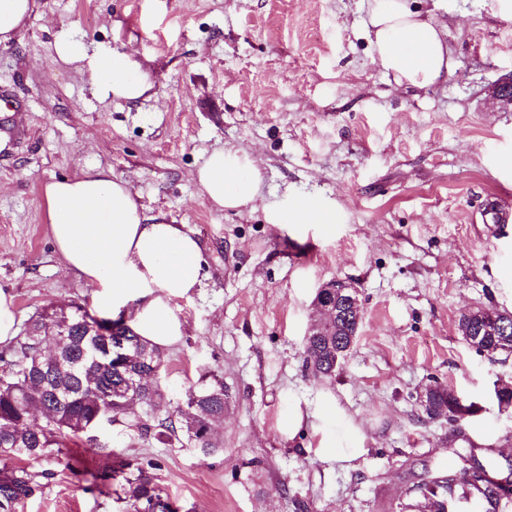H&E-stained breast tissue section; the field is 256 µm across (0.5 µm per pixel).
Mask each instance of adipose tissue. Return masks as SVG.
Listing matches in <instances>:
<instances>
[{"instance_id": "1", "label": "adipose tissue", "mask_w": 512, "mask_h": 512, "mask_svg": "<svg viewBox=\"0 0 512 512\" xmlns=\"http://www.w3.org/2000/svg\"><path fill=\"white\" fill-rule=\"evenodd\" d=\"M366 28L378 65L397 84L428 87L451 72L444 26L413 10L409 0H372ZM55 49L64 63H87L99 97L136 100L152 88L130 53H88L65 31ZM194 179L219 209L236 210L261 195L260 171L246 155L213 151ZM43 196L55 247L67 269L91 287L95 307L124 313L133 331L159 351L178 343L187 323L176 302L190 297L203 277L193 233L182 224L150 222L129 183L106 167L50 182Z\"/></svg>"}]
</instances>
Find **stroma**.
<instances>
[{
    "mask_svg": "<svg viewBox=\"0 0 512 512\" xmlns=\"http://www.w3.org/2000/svg\"><path fill=\"white\" fill-rule=\"evenodd\" d=\"M415 6L453 50L448 78L422 89L375 62L368 0H38L20 39L0 46V92L19 103L4 123L24 131L0 141V287L19 323L52 303L90 306L53 244L43 187L111 167L204 256L200 288L177 302L188 329L163 358L160 416L207 372L231 403L212 454L97 429L67 449L87 472L49 462L19 512H125L120 481L89 474L110 452L154 464L182 512H420L415 485L460 468L447 420L419 404L437 381L481 405L465 427L473 443L512 455V411L493 395L512 382V356L478 354L457 330L463 310L504 309L512 290V220L482 219L492 205L512 211V104L493 94L512 73V19L494 0ZM64 29L132 54L149 95H94L86 70L55 53ZM218 149L255 160L266 202L332 206L335 224L216 209L193 174ZM336 278L357 288L363 320L320 382L305 339L318 288ZM297 408L309 417L292 430ZM349 421L364 454L348 470L319 460L320 440L343 441Z\"/></svg>",
    "mask_w": 512,
    "mask_h": 512,
    "instance_id": "obj_1",
    "label": "stroma"
}]
</instances>
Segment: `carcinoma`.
<instances>
[{
	"label": "carcinoma",
	"mask_w": 512,
	"mask_h": 512,
	"mask_svg": "<svg viewBox=\"0 0 512 512\" xmlns=\"http://www.w3.org/2000/svg\"><path fill=\"white\" fill-rule=\"evenodd\" d=\"M95 324L97 316L82 306L50 305L0 355V512H17L42 487L39 478L50 476L46 470L38 474L6 462L56 460L70 441L104 419L165 444L175 440L204 450L217 447L212 430L224 422V382L215 376L201 378L186 391L187 411L180 423L169 415L151 424L144 415L165 401L158 383L162 354L122 318L112 321L106 336L96 334ZM457 330L479 353L512 355V312L463 313ZM354 332L355 319L345 310L312 331L304 357L311 377L335 375L337 343ZM121 387L129 390L128 395L114 394L107 400L108 390ZM422 410L428 419L444 417L457 428L477 416L481 407L436 382L427 388ZM475 448L472 444L467 454L459 455V472L437 475L417 486L424 502L442 504L461 495L475 500L480 512H500L512 502V459L500 462L479 456ZM93 477L103 485L122 478L130 512H178L150 463L144 466L115 455Z\"/></svg>",
	"instance_id": "carcinoma-1"
}]
</instances>
